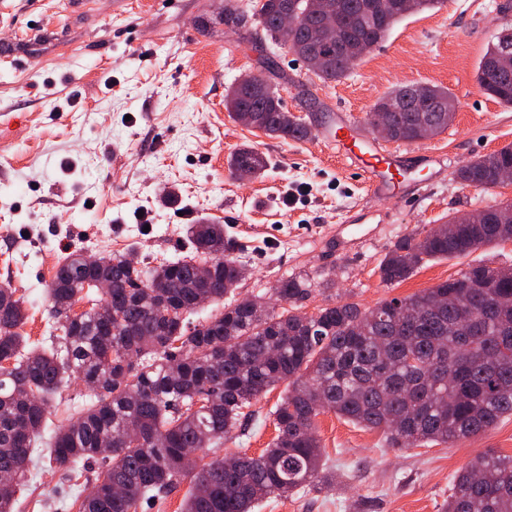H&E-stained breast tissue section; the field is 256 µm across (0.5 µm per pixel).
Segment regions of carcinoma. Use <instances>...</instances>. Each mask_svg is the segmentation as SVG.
Wrapping results in <instances>:
<instances>
[{
  "mask_svg": "<svg viewBox=\"0 0 512 512\" xmlns=\"http://www.w3.org/2000/svg\"><path fill=\"white\" fill-rule=\"evenodd\" d=\"M252 0H226L224 16L245 18ZM336 27L321 29L308 0H260L253 16L281 47L279 15L295 14L289 49L323 82L345 78L353 64L336 50V39L354 40L366 52L383 41L407 13L390 8L375 24L368 15L391 0H341ZM512 47V25L491 41L476 81L481 91L512 108V83L495 63ZM443 112H377L395 142L431 139L448 129L458 101L430 83L394 86L385 104L412 95ZM224 108L238 121L283 141L305 140L311 127L285 123L281 100L269 82L238 77L224 95ZM512 166V145L472 159L453 172L464 187L500 185ZM266 156L251 145L228 160L236 174L260 177ZM488 208L478 223L456 215L424 236H403L381 260L385 284L409 278L425 261L465 257L484 245L512 239V222ZM189 253L150 265L122 255L74 251L56 266L46 293L52 318L49 345H30L22 327L25 301L8 281L0 282V512H14L17 492L28 483L35 450L48 446L47 461L64 474L93 463L92 492L76 499L78 512H138L162 501L185 479L190 488L182 512H254L260 503L330 486V475L314 418L331 411L382 433L397 447L426 442L451 444L479 435L512 415V306L487 314L494 301L512 297V268L470 265L458 277L373 307L335 302L308 314L299 302L312 280L286 276L273 298H237L193 323L202 298L218 304L236 293L241 264L227 255L224 225L190 224ZM105 282V292L92 283ZM84 302L88 308L74 313ZM90 389L91 404L53 430L43 442L52 401L73 375ZM286 384L272 412L276 436L262 454L236 456L226 466L216 456L202 465L186 449L212 450L241 426L270 388ZM137 429L126 439L128 425ZM110 441L112 448L102 447ZM443 512H512V456L486 453L460 470Z\"/></svg>",
  "mask_w": 512,
  "mask_h": 512,
  "instance_id": "cac0c4a2",
  "label": "carcinoma"
}]
</instances>
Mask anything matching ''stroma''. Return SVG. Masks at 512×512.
Masks as SVG:
<instances>
[{"label":"stroma","mask_w":512,"mask_h":512,"mask_svg":"<svg viewBox=\"0 0 512 512\" xmlns=\"http://www.w3.org/2000/svg\"><path fill=\"white\" fill-rule=\"evenodd\" d=\"M507 13H500V5ZM224 0H0V281L24 297L30 342L51 318L45 288L76 249L186 255V225H223L230 256L246 269L241 295L271 294L283 276L315 288L303 310L338 301L365 307L458 277L468 265L512 267V241L465 258L426 261L406 280L382 283L378 265L402 236L425 235L450 216L512 204V183L480 192L455 183V168L512 145V108L480 91V58L512 0H443L413 13L336 83L297 56L265 57L254 19L227 29ZM245 73L268 77L284 109L312 135L284 142L233 120L224 94ZM426 82L458 101L448 130L392 152L420 149L427 164L406 175L410 199L372 196L325 142L337 119L368 134L366 114L392 87ZM250 144L264 175L240 181L228 157ZM276 386L225 439L222 456L259 455L276 435ZM315 429L336 484L265 501L258 512H441L454 475L477 455L512 456V416L448 445L391 446L381 433L331 412ZM94 475L65 477L31 463L15 512H77Z\"/></svg>","instance_id":"1"}]
</instances>
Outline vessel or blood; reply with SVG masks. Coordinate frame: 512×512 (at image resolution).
Here are the masks:
<instances>
[{
	"label": "vessel or blood",
	"instance_id": "b4317fda",
	"mask_svg": "<svg viewBox=\"0 0 512 512\" xmlns=\"http://www.w3.org/2000/svg\"><path fill=\"white\" fill-rule=\"evenodd\" d=\"M326 142L349 160L370 193L378 197L391 194L393 173L406 167L404 156L380 150L343 122L327 134Z\"/></svg>",
	"mask_w": 512,
	"mask_h": 512
}]
</instances>
